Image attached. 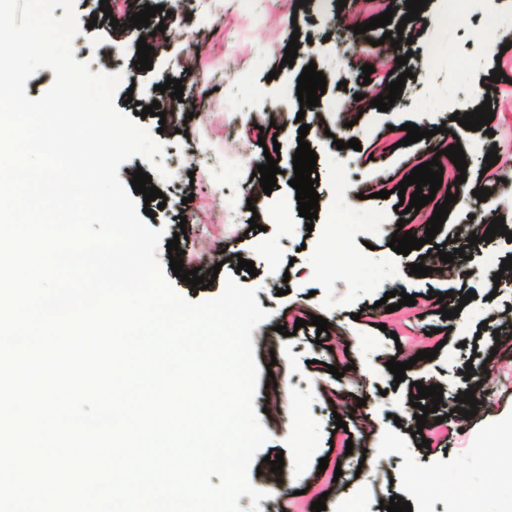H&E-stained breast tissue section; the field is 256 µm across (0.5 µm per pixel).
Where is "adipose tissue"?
Here are the masks:
<instances>
[{
    "label": "adipose tissue",
    "instance_id": "1",
    "mask_svg": "<svg viewBox=\"0 0 512 512\" xmlns=\"http://www.w3.org/2000/svg\"><path fill=\"white\" fill-rule=\"evenodd\" d=\"M512 447V430L477 441L471 450L469 467L459 469L440 491L448 502V512H483L478 496L469 494L471 474L476 469H493L504 449Z\"/></svg>",
    "mask_w": 512,
    "mask_h": 512
}]
</instances>
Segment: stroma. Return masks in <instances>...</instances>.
Returning a JSON list of instances; mask_svg holds the SVG:
<instances>
[{
	"mask_svg": "<svg viewBox=\"0 0 512 512\" xmlns=\"http://www.w3.org/2000/svg\"><path fill=\"white\" fill-rule=\"evenodd\" d=\"M406 0H386L395 7V21L388 28L368 34L353 32L351 16L367 21L360 0H161L175 7L170 17L151 18V26L165 25L155 38L153 67L136 71L137 42L141 28L86 30L76 38L83 47L91 72L122 73L136 82L140 95L150 93L153 82L170 77L182 80L183 98L174 102L165 117H146L140 124L155 132L164 145L160 158L171 181L152 176L153 185L166 196L165 206L150 202L155 212L151 228L177 232V217L187 220L185 269H199L213 278L208 289L176 282V289L196 302L218 296L225 276L240 285L256 288L260 307L270 311L267 322L252 332L254 356L260 369L254 399L260 421L270 435L256 454L253 468L263 467L265 456L282 455L279 482L264 476L251 482L265 487L262 512H311L318 494H326L325 512H380L381 502L397 495L409 501L412 512H448L435 486L464 465L474 442L497 432L512 420V325L504 323L512 306V270L501 271L503 259L512 256V241L505 235L467 248L465 257L454 258L446 270L427 278L410 275L412 261L421 251L403 256L391 250L389 241L399 218L426 227L434 207L443 203L444 191L419 211L400 215L395 187L418 165L439 159L448 164L443 149L449 139L460 143L468 163L467 177L459 184V197L449 205V215L435 244L467 238L470 224L485 226L501 216L512 231V208L497 209L473 197V189L485 187L500 195L502 182L482 176L484 158L497 150L500 158L512 155V0H471L465 24L446 23L447 0H430L422 24L413 29L411 42L398 47L382 43L385 31H396L406 13ZM299 29L301 38L312 39L313 58L299 56L294 66H282L287 34ZM504 46L502 58L489 56L486 36ZM407 56L412 78L388 111L369 104L358 110L338 111L334 101L350 102L353 86L363 81V65L381 73L395 67V59ZM315 62L327 84L319 106L297 114V98L290 90L297 84L301 67ZM501 69L505 81L492 95L474 91V71ZM277 79H269L270 71ZM348 82L341 90L340 82ZM467 93L469 109L490 102L495 118L489 131H471L455 122L457 97ZM277 114L281 128L278 166L281 170L271 193H264L254 172L263 164L260 129L270 114ZM434 114L446 132L401 145L397 129L421 124L423 114ZM310 127L307 142L317 155L319 181L318 217L306 228L289 181L294 176L293 155L298 122ZM358 139L360 149H337L340 140ZM238 153L224 155L225 143ZM368 183L388 191V198L359 199ZM255 206H248V199ZM258 229H251L250 219ZM252 261L255 273L238 271L239 259ZM500 283H493V276ZM417 295L419 308L403 322L380 313L376 301L390 291ZM445 293L448 307L459 308L453 319H442L429 291ZM476 292V299L460 305L462 293ZM314 314L328 319L327 331L307 324L296 335L283 336L276 327L283 315L306 318ZM440 329L444 346L433 360H417L418 351L430 348L431 329ZM279 350L277 363L264 360L268 344ZM412 361L404 381H395L386 367L389 360ZM492 370L481 373L483 363ZM473 364L471 379H464L466 364ZM354 366L356 375L334 378L328 366ZM275 377L279 389L267 388ZM442 385L444 393H459L478 383L484 404L475 417L453 420L447 403L438 413L444 421L441 436L431 438L430 450L419 447L415 436V409L409 405L410 385ZM347 420L336 429V417ZM354 445L346 454V445ZM367 449L359 458L358 449ZM340 466L338 481L324 480L318 465Z\"/></svg>",
	"mask_w": 512,
	"mask_h": 512,
	"instance_id": "obj_1",
	"label": "stroma"
}]
</instances>
